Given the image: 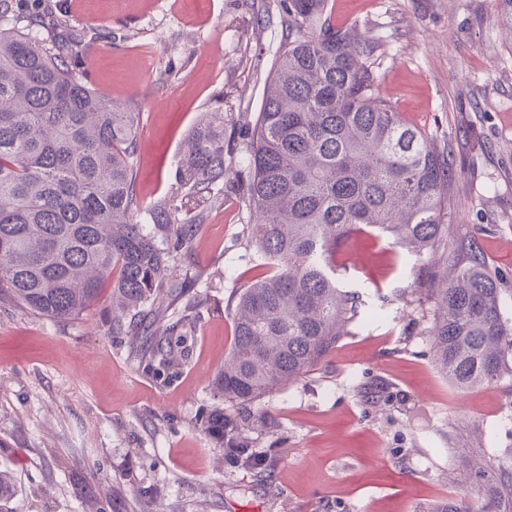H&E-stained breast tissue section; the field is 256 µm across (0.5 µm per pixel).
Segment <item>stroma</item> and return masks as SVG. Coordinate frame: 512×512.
<instances>
[{
    "mask_svg": "<svg viewBox=\"0 0 512 512\" xmlns=\"http://www.w3.org/2000/svg\"><path fill=\"white\" fill-rule=\"evenodd\" d=\"M84 33L80 70L140 114L134 193L180 205L195 232L173 278L200 300L157 377L149 352L109 334L110 293L65 323L0 303V467L17 478L5 512H426L468 486L480 454H512V356L490 383L460 388L437 368L424 330L434 306L424 271L439 254L398 249L378 263L360 238L341 286L360 313L325 362L260 403L250 431L272 456L265 480L224 463L200 420L234 336L228 310L256 275L248 175L239 150L261 107L286 30L279 0H50ZM331 21L372 41L381 94L402 120L447 146L456 172L448 224L496 273L512 321V33L498 0H329ZM224 113L229 173L218 202L189 200L176 179L187 134ZM94 503L75 497L72 472ZM163 494L145 503L143 490Z\"/></svg>",
    "mask_w": 512,
    "mask_h": 512,
    "instance_id": "35a3bbf8",
    "label": "stroma"
}]
</instances>
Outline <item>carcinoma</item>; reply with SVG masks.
Instances as JSON below:
<instances>
[{"mask_svg": "<svg viewBox=\"0 0 512 512\" xmlns=\"http://www.w3.org/2000/svg\"><path fill=\"white\" fill-rule=\"evenodd\" d=\"M327 2L281 0L287 38L243 146L249 242L265 271L238 288L233 343L203 420L224 461L258 478L270 466L248 435L258 405L321 365L359 314V296L336 281L338 249L354 236L441 253L452 276L443 288L425 282L436 307L428 335L454 385L496 380L512 347L496 277L448 230V150L378 93L365 63L375 44L333 25ZM57 26L49 6L19 17L0 5V301L65 322L107 286L110 334L153 342L161 376L172 365L165 341L199 318L194 298L172 311L155 305L164 291L183 296L172 262L192 225L170 204L148 210L150 229L135 220L139 113L87 86L77 70L83 35L44 37ZM178 170L190 195L224 181L223 112L190 129ZM473 493L482 508L468 505ZM430 512H512V456L483 458L459 497Z\"/></svg>", "mask_w": 512, "mask_h": 512, "instance_id": "1", "label": "carcinoma"}]
</instances>
